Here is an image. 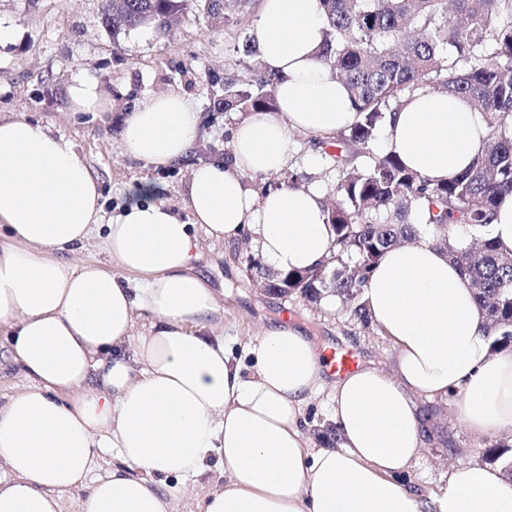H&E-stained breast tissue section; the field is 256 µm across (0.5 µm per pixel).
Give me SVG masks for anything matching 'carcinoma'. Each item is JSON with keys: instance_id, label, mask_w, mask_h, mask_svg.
<instances>
[{"instance_id": "carcinoma-1", "label": "carcinoma", "mask_w": 512, "mask_h": 512, "mask_svg": "<svg viewBox=\"0 0 512 512\" xmlns=\"http://www.w3.org/2000/svg\"><path fill=\"white\" fill-rule=\"evenodd\" d=\"M326 19L320 58L343 81L358 120L329 142L319 141L337 173L326 207L336 233V260L315 281L303 271L266 272L247 258L246 270L259 282L288 279L311 302L333 293L363 322L360 304L368 274L385 250L431 233L468 277L482 318L494 328V350L512 347V255L496 247L489 233L497 199L512 192V0H319ZM217 19L224 0H104L101 23L120 31L142 25L168 26L189 6ZM276 78L266 72L224 86V109H275ZM419 89L468 98L487 124L484 154L471 168L434 184L392 153L371 145L389 113ZM425 204L429 220L418 224ZM463 228L474 243L448 240V226Z\"/></svg>"}]
</instances>
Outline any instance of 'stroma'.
<instances>
[{
    "mask_svg": "<svg viewBox=\"0 0 512 512\" xmlns=\"http://www.w3.org/2000/svg\"><path fill=\"white\" fill-rule=\"evenodd\" d=\"M260 4L224 0V17L218 21L191 9L165 29L144 25L115 35L101 24L102 0H0V28L13 33L0 44V114L41 123L69 139L101 184L106 214H118L130 200L129 186L143 180L155 184L158 199L180 207L191 166L229 153L231 129L243 114L224 110L219 101L226 82L243 79L261 63L258 53L246 51ZM78 75L99 81L109 92L111 105L103 118L72 113L68 87ZM162 91L186 95L201 114L197 143L171 169L147 167L126 156L119 136L125 114L143 95ZM312 147L310 138L295 135L287 171L266 177L264 188L277 189L291 180L300 186L325 185V178L309 168ZM253 251L248 237L204 246L200 271L224 310L225 336L241 344L257 336L261 324L288 315L319 343L391 367L392 344L345 306L329 311L296 293L281 297L260 290L244 266ZM458 404L453 394L418 402L434 437L403 479L422 495L445 484L450 466L512 464V437L474 438L459 417Z\"/></svg>",
    "mask_w": 512,
    "mask_h": 512,
    "instance_id": "35a3bbf8",
    "label": "stroma"
}]
</instances>
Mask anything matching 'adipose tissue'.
Instances as JSON below:
<instances>
[{
  "instance_id": "1",
  "label": "adipose tissue",
  "mask_w": 512,
  "mask_h": 512,
  "mask_svg": "<svg viewBox=\"0 0 512 512\" xmlns=\"http://www.w3.org/2000/svg\"><path fill=\"white\" fill-rule=\"evenodd\" d=\"M325 28L318 0H262L251 37L276 77V108L235 125L227 158L192 167L184 219L147 181L104 219L72 143L0 115V330L27 381L0 399V512H62L74 490L84 512H177L175 485L203 482L196 512H512V479L492 466L453 468L426 497L400 480L426 442L417 398L457 393L475 437L512 434V352L493 353L469 280L431 237L388 249L363 288L393 369L330 380L296 327H263L239 356L220 331L202 240L252 234L281 274L336 252L319 187L253 184L287 167L294 133L329 141L357 119L319 57ZM68 95L72 112L108 109L98 81L74 78ZM486 133L466 98L419 90L388 117L383 146L441 183L477 162ZM199 135L195 104L176 92L144 96L120 133L128 157L157 167L180 163ZM92 244L108 264L74 263ZM323 390L334 448L303 429Z\"/></svg>"
}]
</instances>
